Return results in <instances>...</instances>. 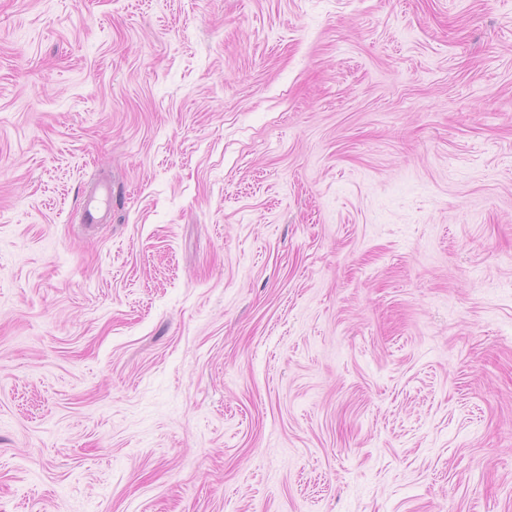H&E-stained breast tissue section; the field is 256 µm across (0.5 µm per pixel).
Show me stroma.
Instances as JSON below:
<instances>
[{
  "label": "stroma",
  "instance_id": "stroma-1",
  "mask_svg": "<svg viewBox=\"0 0 512 512\" xmlns=\"http://www.w3.org/2000/svg\"><path fill=\"white\" fill-rule=\"evenodd\" d=\"M0 512H512V0H0Z\"/></svg>",
  "mask_w": 512,
  "mask_h": 512
}]
</instances>
